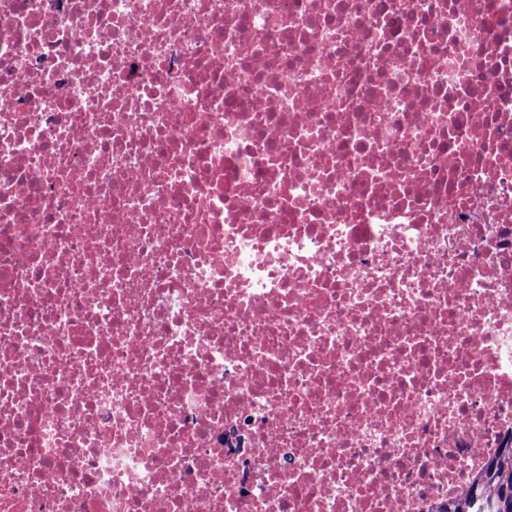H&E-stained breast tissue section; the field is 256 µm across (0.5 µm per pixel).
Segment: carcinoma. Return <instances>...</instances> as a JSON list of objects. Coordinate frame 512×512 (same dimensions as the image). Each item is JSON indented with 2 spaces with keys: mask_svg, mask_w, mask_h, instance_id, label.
Here are the masks:
<instances>
[{
  "mask_svg": "<svg viewBox=\"0 0 512 512\" xmlns=\"http://www.w3.org/2000/svg\"><path fill=\"white\" fill-rule=\"evenodd\" d=\"M444 512H512V448L498 453L472 490Z\"/></svg>",
  "mask_w": 512,
  "mask_h": 512,
  "instance_id": "carcinoma-1",
  "label": "carcinoma"
}]
</instances>
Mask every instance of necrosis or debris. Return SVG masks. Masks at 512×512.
Listing matches in <instances>:
<instances>
[{"label": "necrosis or debris", "mask_w": 512, "mask_h": 512, "mask_svg": "<svg viewBox=\"0 0 512 512\" xmlns=\"http://www.w3.org/2000/svg\"><path fill=\"white\" fill-rule=\"evenodd\" d=\"M512 439V0H0V512H439Z\"/></svg>", "instance_id": "necrosis-or-debris-1"}]
</instances>
